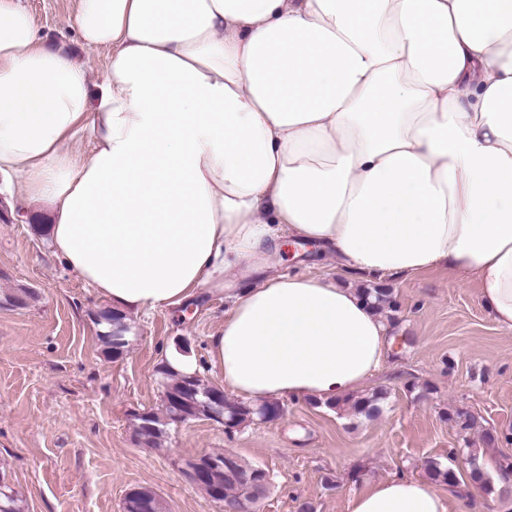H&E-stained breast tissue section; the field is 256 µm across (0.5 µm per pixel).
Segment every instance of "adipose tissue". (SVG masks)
Wrapping results in <instances>:
<instances>
[{
	"label": "adipose tissue",
	"instance_id": "ef3b65f1",
	"mask_svg": "<svg viewBox=\"0 0 512 512\" xmlns=\"http://www.w3.org/2000/svg\"><path fill=\"white\" fill-rule=\"evenodd\" d=\"M100 84L0 0V174L114 310L228 292L209 363L254 403L350 395L394 341L352 278L444 267L512 332V0H74ZM87 135L89 153L66 150ZM345 276L278 275L281 232ZM393 477L348 512H449Z\"/></svg>",
	"mask_w": 512,
	"mask_h": 512
}]
</instances>
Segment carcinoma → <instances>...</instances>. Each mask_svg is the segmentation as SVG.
I'll use <instances>...</instances> for the list:
<instances>
[{
	"label": "carcinoma",
	"mask_w": 512,
	"mask_h": 512,
	"mask_svg": "<svg viewBox=\"0 0 512 512\" xmlns=\"http://www.w3.org/2000/svg\"><path fill=\"white\" fill-rule=\"evenodd\" d=\"M362 296L370 304L371 308L377 313L387 316L391 322L395 321V313L399 312V305L390 288H364ZM101 317L109 326V330L101 335L105 344V353L109 356L116 352L124 351L128 345L125 338L127 326L123 321V316L113 310L101 312ZM159 372L164 375L162 410L154 412L148 411L146 414L147 422L151 425L149 436L151 444H156L166 427L170 425L169 417L172 412L170 402H176V407L180 411L182 418L189 421L201 416H209L213 409L214 401L212 394L217 387L206 383L200 376L183 375L172 371L168 365L159 367ZM387 398V391L383 388L374 390L372 393L364 396H348L339 399L334 403L327 404L331 409H341L345 406L357 415H363L368 418L378 416L382 412V403ZM224 417L231 420L230 426L239 427L258 416H264L272 421L279 418L282 411V405L277 401L265 403L257 408L238 401H231L223 398ZM448 422L458 428L464 435L471 434L477 429L476 420L473 414L462 409H455L447 413ZM459 449H448V459L443 462L433 459L426 464V474L429 479L436 482L445 483L451 487L458 484V475L452 467V460L458 454ZM224 499L234 500L236 498H254L262 500L265 498L268 488L254 489L244 482H233L224 480ZM145 508L139 509L133 507L130 512H167L164 500L154 491L145 489ZM0 512H23V500L19 492L6 486L0 490Z\"/></svg>",
	"instance_id": "obj_1"
}]
</instances>
